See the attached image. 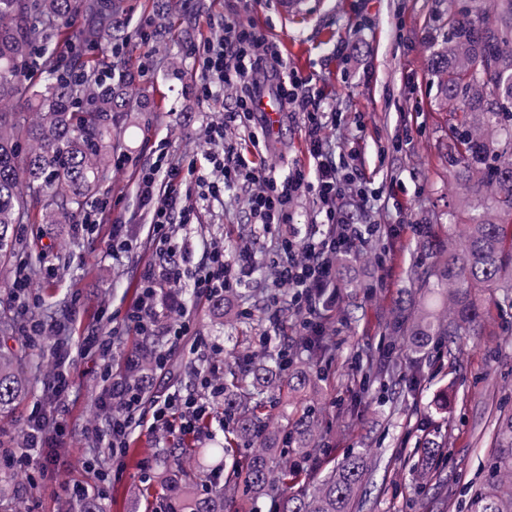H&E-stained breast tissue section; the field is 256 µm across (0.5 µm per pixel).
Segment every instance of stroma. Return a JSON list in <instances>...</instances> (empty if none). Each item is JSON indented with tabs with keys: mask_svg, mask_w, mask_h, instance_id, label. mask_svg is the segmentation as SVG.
Returning <instances> with one entry per match:
<instances>
[{
	"mask_svg": "<svg viewBox=\"0 0 512 512\" xmlns=\"http://www.w3.org/2000/svg\"><path fill=\"white\" fill-rule=\"evenodd\" d=\"M277 2L125 0L128 23L119 39L122 50L112 60L136 71L150 68L151 74L138 81L139 110L122 131L112 167L90 200L99 222L90 228L38 221L18 225V245L0 268V313L21 314L13 282L34 265L40 278L35 306L42 321L63 328L68 338L123 328L138 297L140 272L158 258L148 235V212L136 194L137 171L161 148L176 161L204 164L205 130L220 116L218 106L197 96L199 74L187 49L212 36L209 17L255 25L278 44L287 72L309 80L321 111L338 115L325 130L328 140L378 194L365 203L344 192L352 221L401 228L399 236L371 242L363 256L341 267L343 302L324 332L329 357L319 360L304 350L299 316L289 311L282 318L281 333L293 348L295 365L318 366L323 377L318 446L300 461V471L316 481L348 449L369 448L378 468L359 499V512H465L493 452V419L512 410V338L503 334L512 327V310L459 345L432 347L416 362L417 379L392 387L386 374L403 358L389 324L403 302L420 296L415 273L426 258L414 227L431 213L447 217L456 202L455 179L442 157L447 115L434 106L436 89L422 43L435 0H303L288 17ZM172 10L181 19L179 38L168 48L143 43L139 21L160 22ZM250 133L241 127L228 137L245 159L265 165L276 177L296 166L312 168L301 115L284 112L263 153H255ZM249 195L237 186L225 191L223 201L199 203L197 223L176 228L177 237L187 238L198 258L214 245H245L265 256L274 238L248 224ZM115 224L125 225L130 250L113 251ZM386 249L392 261L382 269L376 257ZM381 276L386 287L372 289ZM172 302L183 306L199 333L213 341L240 334L238 321L220 323L210 303L197 300L190 288L174 290ZM0 348L26 363L30 380L28 393L0 419V448H17L34 404L49 401L50 348L26 346L17 333L0 337ZM101 371L96 358L75 357L59 465L28 482L0 464V478L13 480L10 495L0 499V512H75L68 485L79 483L96 493L97 477L81 461L96 445L92 414ZM442 390L450 400L444 413L432 405ZM179 441L175 433L137 428L126 454L109 464L112 481L99 499L104 512H156L165 491L150 462L157 449ZM426 441L434 444L428 454L421 449Z\"/></svg>",
	"mask_w": 512,
	"mask_h": 512,
	"instance_id": "obj_1",
	"label": "stroma"
}]
</instances>
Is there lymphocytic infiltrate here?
<instances>
[{
  "mask_svg": "<svg viewBox=\"0 0 512 512\" xmlns=\"http://www.w3.org/2000/svg\"><path fill=\"white\" fill-rule=\"evenodd\" d=\"M215 34L193 44L190 55L201 79L197 96L216 103L225 89L234 92L232 107L206 131L205 167H181L170 163L165 149L138 169L137 193L149 209L150 237L159 250L157 262L144 267L139 278L138 303L127 314L125 327L140 336H159L164 343L153 353L156 366H164L178 351L185 337L195 339V372L200 388L196 392L167 394L144 403L142 387L104 375L96 405L103 424L96 430L109 457L123 456L137 427L153 431L198 433L201 422L212 420V402L224 392V379L217 359L218 344L197 335L189 316L171 317L159 303L164 290L190 287L195 297L209 301L227 292L249 287L259 265L248 249L210 248L201 262H192L186 240L177 239L173 227L191 224L197 218L191 196L219 200L226 187L253 186L249 197V219L259 230L277 229L278 239L270 257L283 295L265 303L271 328H278L283 309L301 315V342L310 346L323 335L324 321L341 299L337 277L340 261L360 254L373 239L381 237L377 224L351 221L341 203L342 185H355L356 177H340L326 137L327 125L314 92L298 75L279 85V97L302 115L312 169L295 167L284 179H277L264 167L249 165L228 143L226 132L254 119L258 78L277 71L280 53L269 45L254 26L228 18L214 21ZM311 195L318 205L321 223L299 226L291 221V208L301 195ZM117 350L114 333H89L77 343L53 346L51 405H34L26 425L25 444L10 455L13 470L26 478L51 473L58 462V446L67 433L59 415L69 398V367L75 355L95 356L111 364Z\"/></svg>",
  "mask_w": 512,
  "mask_h": 512,
  "instance_id": "obj_1",
  "label": "lymphocytic infiltrate"
}]
</instances>
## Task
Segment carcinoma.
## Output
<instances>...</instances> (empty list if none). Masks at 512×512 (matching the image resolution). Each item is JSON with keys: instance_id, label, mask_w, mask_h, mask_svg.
Returning <instances> with one entry per match:
<instances>
[{"instance_id": "cac0c4a2", "label": "carcinoma", "mask_w": 512, "mask_h": 512, "mask_svg": "<svg viewBox=\"0 0 512 512\" xmlns=\"http://www.w3.org/2000/svg\"><path fill=\"white\" fill-rule=\"evenodd\" d=\"M429 31L427 68L436 78L437 106L449 113L445 161L453 168L457 207L448 213V243L427 242L430 262L419 288L443 300V313L413 304L394 318L398 343L415 353L445 339L453 344L478 335L490 306L512 309V0H478L457 12L454 0H437ZM124 0H0V261L16 245V225L39 207L45 224H74L112 166L121 113L131 111L127 91L136 74L126 68L108 79L107 50L116 39L113 19ZM81 50L63 66L62 49ZM98 51L86 56L82 48ZM41 48L51 60L34 72L27 63ZM22 102L26 111L14 106ZM149 360L127 362L129 377L143 381ZM18 359L0 350V414L25 390ZM296 419L285 427L274 410L281 391ZM271 394L270 401L264 394ZM317 371L290 367L282 352L244 369H224L222 481L199 490L190 483L166 486V503L178 512H245L239 494L276 497L298 482V459L310 454L318 402ZM495 452L466 512H512V411L493 430ZM195 454L189 442L159 449L166 468L184 469ZM377 460L368 448L346 452L321 480L278 500L280 512H354L359 492Z\"/></svg>"}]
</instances>
